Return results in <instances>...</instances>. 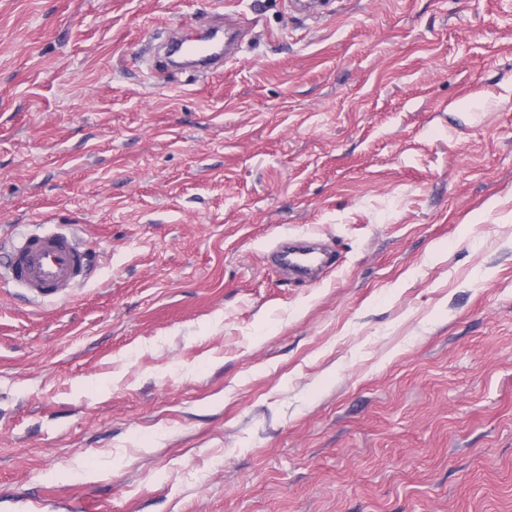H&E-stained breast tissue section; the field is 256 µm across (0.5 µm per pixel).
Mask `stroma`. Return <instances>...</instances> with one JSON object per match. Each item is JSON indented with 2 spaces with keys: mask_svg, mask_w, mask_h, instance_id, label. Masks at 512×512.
<instances>
[{
  "mask_svg": "<svg viewBox=\"0 0 512 512\" xmlns=\"http://www.w3.org/2000/svg\"><path fill=\"white\" fill-rule=\"evenodd\" d=\"M324 3L0 0V512H512V0ZM205 33L202 37L184 42L182 46L186 47L189 56L198 61L197 67L200 71L218 70L234 59L243 28H223L222 25H218ZM7 278L28 291L56 296L85 279L87 257L71 234L47 224L39 233H19L7 252ZM307 255L308 253L304 249L292 248L285 252H278L274 260L282 270H288V268L303 270L310 265L306 259Z\"/></svg>",
  "mask_w": 512,
  "mask_h": 512,
  "instance_id": "stroma-1",
  "label": "stroma"
}]
</instances>
